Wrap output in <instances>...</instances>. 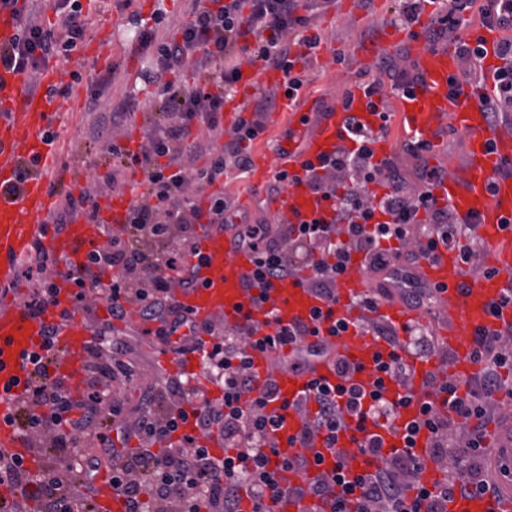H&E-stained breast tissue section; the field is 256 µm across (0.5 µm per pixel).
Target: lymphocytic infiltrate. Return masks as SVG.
Masks as SVG:
<instances>
[{"label": "lymphocytic infiltrate", "instance_id": "lymphocytic-infiltrate-1", "mask_svg": "<svg viewBox=\"0 0 512 512\" xmlns=\"http://www.w3.org/2000/svg\"><path fill=\"white\" fill-rule=\"evenodd\" d=\"M186 2L185 16L172 35H160L165 17L157 13L138 37L140 50L150 59L143 80L154 86L151 101L164 118L138 151L125 150L113 135L134 110L130 98L107 101L102 90H88L84 109L95 116L89 136L119 165L96 177L93 188L63 197L49 217L54 232L63 233L80 216L97 220V197L119 190L121 169H141L146 198L134 203L120 231L109 233L106 243L93 247L69 275L76 287L74 307L89 310V297L97 294L107 312L96 321L97 338L87 348L81 398H74L70 385L54 375L60 324L70 316L60 309L58 322L46 326L38 351L29 356L27 393L11 424L28 436L47 437L54 454L78 448L91 426H101L100 452L81 459L80 472L93 481L101 460L110 459L112 489L123 498L126 512H243L247 501L252 512H275L292 496L316 501L318 512H448L456 498L495 494L486 474V426L496 414L494 396L512 373V350L501 331L476 333L471 359L479 370L460 380L449 374L455 360L439 351L433 333L416 323L398 328L379 315L374 295L356 300L360 314L355 319H337L317 308L309 322L271 335L260 334L248 318L225 328L214 321L199 325L175 304V288L194 281L196 230L205 222L232 227L233 243L254 253L255 268L245 283L249 290L263 292L290 279L331 303L337 278L357 257H365L373 271L397 263L407 269L441 247L457 252L469 270L483 268L474 222L460 218L433 193L445 169L430 165L428 148L416 141L404 146L413 160L412 175H405L395 158H375L374 134L351 114L348 92L339 100L349 112L348 144L303 166L302 182L324 202L323 215L297 224L286 221L274 230L266 224L237 223L222 195L209 196L204 206L196 203V195L224 174L249 168L248 147L265 131L278 97L298 99L305 79L295 66L319 50L323 37L314 32L312 20L334 0ZM471 4L447 0L424 31L427 47L448 39L458 43L464 64L480 61L486 52L482 42L461 34ZM6 9L17 26L11 41L0 46V66L26 74L29 91H37L38 74L51 58H70L83 47L87 23L82 4L57 0L56 33L19 0H0V11ZM480 13L482 26L506 33L496 47L502 65L493 75V91L481 97L495 122L501 113L512 112V0H484ZM381 62L387 78L368 84L367 90L377 97L373 110L386 120L388 92L409 90L415 77L399 66L396 55H383ZM247 65L279 71L283 77L277 88L248 100L244 116L224 128V101L236 93ZM186 71L194 73V81L183 79ZM131 302L164 340L180 332L191 336L192 350L202 353V382L218 386L219 397L207 398L202 382L170 376L144 392L140 414L126 420L125 398L115 387L133 383L137 372L126 359V342L113 338L112 324L126 320ZM352 327L374 336L383 348L374 357L370 389L352 382L360 367L348 362L338 365V383L313 382L299 405L304 424L294 441L301 452L277 459L276 436L284 418L267 410L278 393L272 381L260 379L254 352L290 345L302 364L315 354L303 346L304 337L322 330L339 336ZM206 335L211 338L207 345L202 342ZM434 358L440 369L429 373L426 385L440 395V402L421 404L418 418L400 432L399 446L385 447L376 428L393 427L399 408L411 404L413 360ZM390 382L403 387V395L387 398ZM351 424L363 433L358 451L373 460V469L356 473L340 460L331 473L289 488L288 473L308 468L303 448L318 439L335 450L340 432ZM213 440L221 444L222 455L212 453ZM429 463L441 477L428 487L420 474ZM0 485L13 493L0 498V512H24L31 499L39 512H96L92 499L71 495L53 469L31 472L19 456L0 454Z\"/></svg>", "mask_w": 512, "mask_h": 512}]
</instances>
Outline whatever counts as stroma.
I'll return each instance as SVG.
<instances>
[{
  "instance_id": "stroma-1",
  "label": "stroma",
  "mask_w": 512,
  "mask_h": 512,
  "mask_svg": "<svg viewBox=\"0 0 512 512\" xmlns=\"http://www.w3.org/2000/svg\"><path fill=\"white\" fill-rule=\"evenodd\" d=\"M398 7V0H371L366 6L360 0H335L327 11L316 14L313 23L325 41L306 64L309 84L297 100L298 110L336 104L346 90L380 78L381 59L371 50L377 39L376 23L381 19L391 20ZM83 14L88 22L86 46L69 60L50 59L49 65L62 73L79 69L94 76L104 74L108 66H115L114 81L104 96L108 99L133 96L136 110L127 127L137 139H144L159 116L148 108L152 88L144 84L142 73L148 69L149 62L139 53L133 39L141 10L135 2L126 5L122 0H85ZM92 122L83 105L62 102L58 127L60 166L57 176L47 181L48 187L54 190L53 202H60L66 193H80L79 177L93 178L106 172L112 164L100 146L86 136ZM211 191L225 195L250 221L268 224L277 221L269 212V199L251 194L248 174H228L215 182ZM114 334L130 344L129 359L139 374L138 384L127 388V407L133 411L139 403L141 386L160 384L174 369L155 358L135 320L116 323Z\"/></svg>"
}]
</instances>
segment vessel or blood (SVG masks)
<instances>
[{
  "mask_svg": "<svg viewBox=\"0 0 512 512\" xmlns=\"http://www.w3.org/2000/svg\"><path fill=\"white\" fill-rule=\"evenodd\" d=\"M485 40L488 55L481 62L485 74H492L501 61L494 49L503 37L495 27L479 29ZM412 70L417 83L411 92L394 96L397 123L403 139H417L431 148H439L446 128H455L467 141L465 158L455 170L449 171L435 191L438 198L450 199L459 216L476 217L485 254L486 272L472 273L460 262L456 253L439 250L437 255L421 259L416 276L431 290V311L408 309L400 299V287L393 286L383 298L379 311L396 325L411 322L436 328V341L442 350L455 358L454 373L467 378L477 372L469 355L477 330H506L512 325V303L503 304L505 294L512 292V134L492 126L482 112L476 88L461 75V61L455 46L424 48L412 59ZM25 74L0 69V181H12L18 166L29 157H36V169L27 178L19 196L0 194V283H9L16 273L17 260L25 255L36 235H43L47 247L65 259L68 268L82 262L96 241V232L84 219L67 226L65 233L56 235L43 229L50 212L46 178L56 169L55 148L47 141V133L54 127L55 101L42 94L25 90ZM368 98L363 88L353 90L354 112L375 130L372 144L376 157L396 153L392 136L379 132L382 123L378 115L367 111ZM301 113H293L288 140L289 174H302L303 163L316 161L323 153L332 152L347 141L345 131L347 114L343 109L328 113L315 128L301 121ZM128 193L113 195L109 207L102 213L103 223H119L135 203ZM274 211L282 219L299 223L322 214L324 206L306 187L290 184L275 197ZM203 264L199 268L194 287L178 290L175 298L190 317L198 323L212 319L232 325L240 322L243 314H250L257 325L280 322L288 326L309 321L319 302L305 288L292 282H279L267 292L266 301H257L256 291L247 290L245 282L254 268L250 252L235 249L231 236L222 226H209L199 241ZM62 307L72 315L60 332L62 355L57 371L66 378H74L86 359L88 344L94 336L82 310L73 308L70 296L73 285L65 276H57ZM379 276L373 275L360 263L354 262L336 281L335 317L354 318L357 310L352 301L359 295L378 287ZM54 309L45 315L32 316L26 306L15 303L0 309V452L13 454L27 447V439L4 418L12 412L15 403L26 393L27 379L32 365L31 352L38 350L43 329ZM324 356L311 359L302 368L283 367L279 358L286 349H276L254 356L261 377L272 378L280 399L295 401L303 397L308 384L318 380L337 383L336 363L346 360L363 364L358 378L369 382V366L380 345L373 336L353 331L344 336L325 339ZM436 362L417 365L411 388L417 397L415 404L400 408L397 425L417 418L419 399L425 398L424 381L428 372L436 370ZM507 418L501 441L505 454L496 455V462L505 465L500 477L502 493L512 497V406L504 405ZM302 426V418L295 410H288L285 426L279 433L277 446L280 454L294 455L288 439ZM363 438L355 429L345 431L338 450L351 469L367 470L368 459L358 456L357 447Z\"/></svg>",
  "mask_w": 512,
  "mask_h": 512,
  "instance_id": "vessel-or-blood-1",
  "label": "vessel or blood"
}]
</instances>
